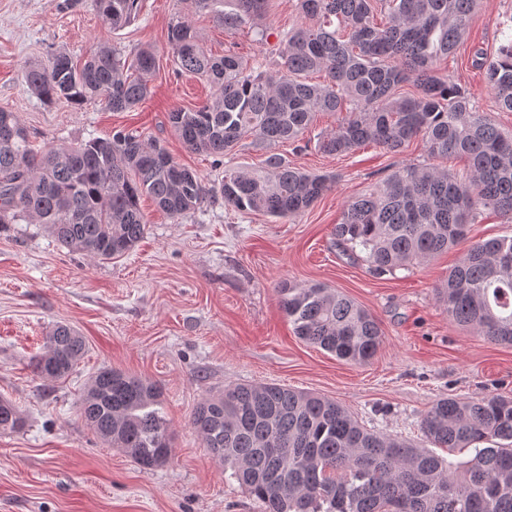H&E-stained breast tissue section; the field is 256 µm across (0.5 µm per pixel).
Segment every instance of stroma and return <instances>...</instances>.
Masks as SVG:
<instances>
[{
    "label": "stroma",
    "mask_w": 512,
    "mask_h": 512,
    "mask_svg": "<svg viewBox=\"0 0 512 512\" xmlns=\"http://www.w3.org/2000/svg\"><path fill=\"white\" fill-rule=\"evenodd\" d=\"M296 3L270 0L262 20L269 37L261 42L246 27L225 31L211 12L186 8L183 0H141L135 20L117 30L103 22L93 0H0V108L17 113L35 148L137 131L219 185L223 163L186 149L168 122L173 109L198 107L213 92L205 79L177 73L169 27L184 16L208 53L231 51L274 71L282 36L301 22ZM510 36L512 0H479L467 39L437 65L438 74L470 89L479 109L507 132L512 112L498 107L473 60L478 50L496 56ZM101 43L124 54L154 51L151 92L135 108L47 104L25 85L26 67L47 64L61 49L81 62ZM335 126L334 115H319L302 136L304 149L275 147L290 165L336 178L331 191L291 220L241 213L218 198L175 221L145 197V238L103 263L59 249L38 224L0 231V396L26 419L23 431L0 433V512H264L225 476L190 421L207 393L234 384L316 393L345 406L368 429L414 442L422 415L439 398H512V345L456 325L437 300V286L467 244L376 275L333 235L347 201L398 167L431 162L460 174L463 161L430 158L418 140L398 153L372 145L322 153L318 139ZM284 280L327 285L367 309L383 332L372 360L352 364L295 336L277 293ZM58 323L77 329L87 352L69 376L46 380L30 360ZM104 367L162 388L172 431L163 466L139 467L102 444L81 419L83 390Z\"/></svg>",
    "instance_id": "35a3bbf8"
}]
</instances>
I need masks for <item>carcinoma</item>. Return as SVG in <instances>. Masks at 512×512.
<instances>
[{
  "mask_svg": "<svg viewBox=\"0 0 512 512\" xmlns=\"http://www.w3.org/2000/svg\"><path fill=\"white\" fill-rule=\"evenodd\" d=\"M269 0H185L215 13L226 30L259 20ZM114 29L136 17L139 0H94ZM477 0H298L305 22L281 40L279 69L269 74L235 53L208 54L190 24L169 29L175 63L204 77L213 96L197 109H175L169 123L185 147L207 156L231 154L244 139L269 152L262 170L224 168L210 186L160 142L119 130L75 146L36 152L16 113L0 109V227L41 224L55 242L94 260L119 258L147 232L140 199L174 220L218 196L238 211L293 219L329 192L335 180L288 165L271 149L295 143L321 112L341 113L318 141L327 154L367 143L390 153L421 140L432 156L468 163L457 176L406 165L345 205L334 235L365 254L378 275L422 264L467 240L485 211L512 222V134L479 110L472 93L436 74L456 50ZM487 86L512 112V39L487 62ZM156 57L132 58L100 45L81 66L64 50L24 73L43 102L98 101L114 112L150 92ZM324 74L311 83L308 76ZM404 83L417 94L397 93ZM282 310L295 334L339 359L368 363L382 342L376 319L347 295L323 284L281 283ZM448 316L490 341L512 344V237L479 240L438 290ZM86 351L77 330L57 324L31 365L37 376H67ZM89 429L143 469L164 465L171 443L160 387L138 375L102 368L80 402ZM191 424L224 473L266 512H512V399L436 400L420 430L437 448L468 458L446 460L407 440L364 427L338 402L275 383L238 384L210 393ZM25 426L20 408L0 397V432Z\"/></svg>",
  "mask_w": 512,
  "mask_h": 512,
  "instance_id": "cac0c4a2",
  "label": "carcinoma"
}]
</instances>
